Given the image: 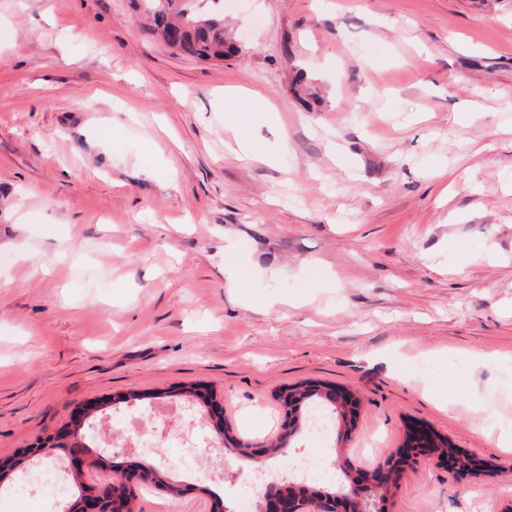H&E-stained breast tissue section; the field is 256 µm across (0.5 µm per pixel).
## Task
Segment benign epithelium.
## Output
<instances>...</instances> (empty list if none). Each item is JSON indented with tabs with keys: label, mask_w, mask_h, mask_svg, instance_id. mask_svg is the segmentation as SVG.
Segmentation results:
<instances>
[{
	"label": "benign epithelium",
	"mask_w": 512,
	"mask_h": 512,
	"mask_svg": "<svg viewBox=\"0 0 512 512\" xmlns=\"http://www.w3.org/2000/svg\"><path fill=\"white\" fill-rule=\"evenodd\" d=\"M314 396L335 407L348 426L354 425L358 400L349 391L338 388L324 391L316 386L288 390L280 396L288 429L281 434L275 449L278 455H286L287 438L301 431L302 406ZM83 438L81 428L76 426L36 443L29 449V456L43 459L56 448L79 446ZM446 446L447 441L435 435L432 429L410 426L405 433L403 448L386 466L347 470L346 483L335 493L310 491L290 482L276 496L261 502V512H388L392 489L402 475L417 463L439 456ZM61 512H133L128 481L114 473L101 485H82L78 496L69 500Z\"/></svg>",
	"instance_id": "1"
}]
</instances>
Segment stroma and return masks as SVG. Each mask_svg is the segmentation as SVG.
Here are the masks:
<instances>
[{"label": "stroma", "instance_id": "1", "mask_svg": "<svg viewBox=\"0 0 512 512\" xmlns=\"http://www.w3.org/2000/svg\"><path fill=\"white\" fill-rule=\"evenodd\" d=\"M221 7L239 51L202 61L142 0H0V494L77 425L65 466L97 483L105 459L135 512H234L278 394L308 383L355 394L356 429L297 433L277 485L298 454L386 464L424 425L491 473L422 462L392 512H512V455L479 426L487 404L512 421V0ZM241 91L262 162L235 155ZM184 404L169 434L213 408L241 452L124 448L128 419ZM150 466L179 494L137 487ZM84 434L79 426L69 429L56 436H51L43 441L36 443L33 448H29V456L31 458L43 459L51 455V451L55 448H72L83 443Z\"/></svg>", "mask_w": 512, "mask_h": 512}]
</instances>
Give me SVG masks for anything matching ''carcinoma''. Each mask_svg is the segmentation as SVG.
<instances>
[{
	"mask_svg": "<svg viewBox=\"0 0 512 512\" xmlns=\"http://www.w3.org/2000/svg\"><path fill=\"white\" fill-rule=\"evenodd\" d=\"M151 34L161 37L177 53L201 60H222L238 51L219 12L200 13L195 0H145Z\"/></svg>",
	"mask_w": 512,
	"mask_h": 512,
	"instance_id": "1",
	"label": "carcinoma"
}]
</instances>
